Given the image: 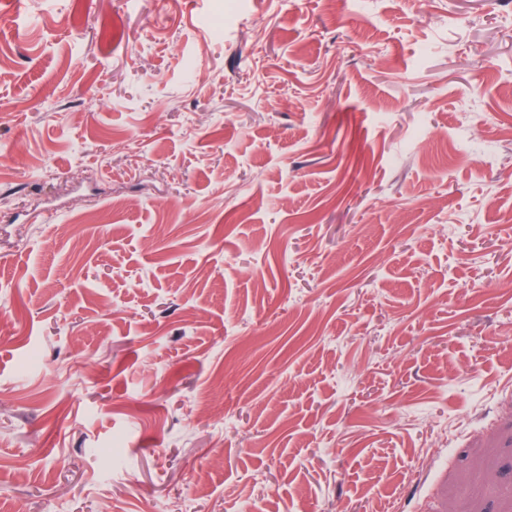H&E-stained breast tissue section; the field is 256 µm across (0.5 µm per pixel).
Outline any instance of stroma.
I'll use <instances>...</instances> for the list:
<instances>
[{"label":"stroma","instance_id":"35a3bbf8","mask_svg":"<svg viewBox=\"0 0 512 512\" xmlns=\"http://www.w3.org/2000/svg\"><path fill=\"white\" fill-rule=\"evenodd\" d=\"M0 512H512V0H0Z\"/></svg>","mask_w":512,"mask_h":512}]
</instances>
